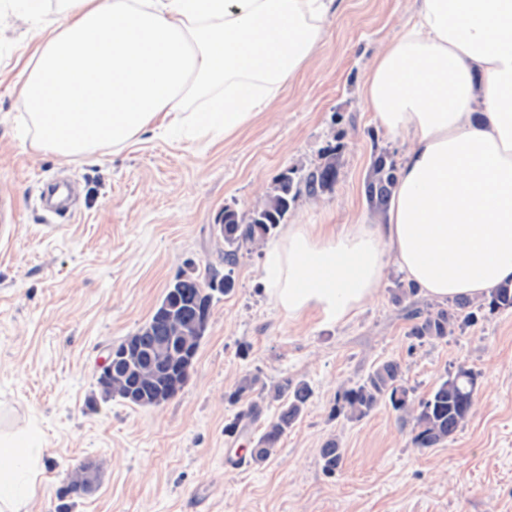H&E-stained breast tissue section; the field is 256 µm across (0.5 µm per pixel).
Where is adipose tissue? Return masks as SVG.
<instances>
[{
  "instance_id": "ef3b65f1",
  "label": "adipose tissue",
  "mask_w": 512,
  "mask_h": 512,
  "mask_svg": "<svg viewBox=\"0 0 512 512\" xmlns=\"http://www.w3.org/2000/svg\"><path fill=\"white\" fill-rule=\"evenodd\" d=\"M22 0L36 44L16 103L41 150L82 156L192 126L199 147L266 108L322 47L340 0ZM413 24L362 85L375 121L406 136L377 223L290 224L265 248L263 287L288 317L341 324L388 265L437 303L512 284V0H415ZM201 101L199 111L185 103ZM38 460L0 432V512H27Z\"/></svg>"
}]
</instances>
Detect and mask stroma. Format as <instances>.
Listing matches in <instances>:
<instances>
[{"label":"stroma","instance_id":"stroma-1","mask_svg":"<svg viewBox=\"0 0 512 512\" xmlns=\"http://www.w3.org/2000/svg\"><path fill=\"white\" fill-rule=\"evenodd\" d=\"M413 16L411 0H345L306 68L240 133L202 149L141 135L81 157L39 150L15 103L32 52L30 27L0 0V428L40 449L28 512H58L70 469L93 464L96 489L74 512H512V309L478 315L419 343L395 301L389 266L377 295L343 324L298 318L265 292L264 253H243L235 286L215 294L190 376L164 405L103 400L99 365L145 323L177 275L223 268L225 209L248 218L280 175L339 149V177L319 200L299 197L290 224L374 222L364 185L374 155L401 162V138L373 120L360 93L373 57ZM79 189L71 219L48 230L45 182ZM400 365L414 398L458 366L476 375L475 408L448 443L421 449L390 405L335 415L339 386ZM269 389L306 382L305 414L277 456L243 464L259 425L230 437L228 394L242 373ZM343 457L326 473L320 449Z\"/></svg>","mask_w":512,"mask_h":512}]
</instances>
